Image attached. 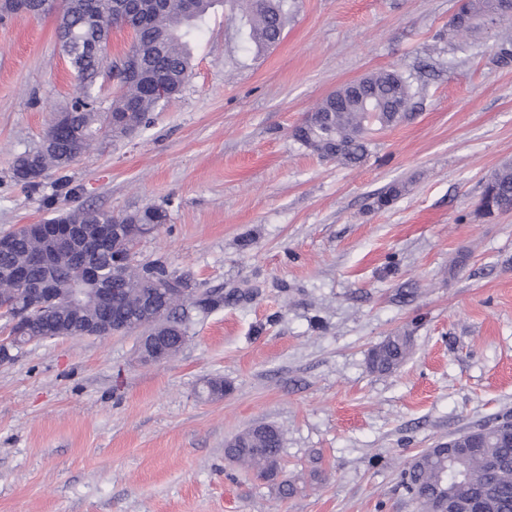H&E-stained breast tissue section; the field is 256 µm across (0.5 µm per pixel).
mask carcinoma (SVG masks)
I'll return each instance as SVG.
<instances>
[{"instance_id": "cac0c4a2", "label": "carcinoma", "mask_w": 512, "mask_h": 512, "mask_svg": "<svg viewBox=\"0 0 512 512\" xmlns=\"http://www.w3.org/2000/svg\"><path fill=\"white\" fill-rule=\"evenodd\" d=\"M216 0H64L57 24V37L81 87L80 108L71 105L64 121L50 123L41 144L24 152L15 161L13 178L25 188L38 186L37 179L50 168L62 170L104 129L115 135L127 134L130 127L141 128L149 114L163 102L178 96L191 73L189 41L200 22ZM485 18L495 23L509 20L504 0H459V13L450 24L452 34L467 33L471 25L462 18ZM287 18L285 0H247L248 41L255 47H270L282 37ZM132 31L133 38L125 59H133L137 71L128 73L117 68L123 92L107 110L97 106L95 92L102 74L104 50L112 27ZM165 84L167 95L159 99L153 81ZM372 97L381 104L378 112H367L359 98ZM414 93L407 78L396 71L374 73L365 78L353 97L324 99L293 137L301 146L324 158L337 159L348 165L363 162L371 145L374 130L388 128L406 118L413 105ZM512 210V162L506 161L487 177L477 211L491 217ZM167 213L159 206H147L132 212L114 214L92 209L74 208L48 219L50 224H80L93 232L105 224L123 225L126 243L134 246L143 228L155 229L166 223ZM11 245L0 251V293L12 294L15 277L30 280L42 272L33 261L41 240L22 230L8 233ZM112 237L101 238L100 250L89 265L95 281L86 277V269L77 259L62 254L58 257L54 277L66 288L86 284L80 315L89 322H104L113 327L134 329L151 325V314L144 307L149 296L165 292L170 281L178 280L187 287L189 279L155 260L136 266L119 267L114 262L118 253ZM240 300L236 290L224 287L206 289L191 302L204 312L232 305ZM188 305L180 297L165 301L166 322L177 330L186 321ZM52 336H74L76 326L72 310L58 306L26 326L18 325L10 333L19 336L18 345L30 343L44 333ZM411 348V337L395 334L377 344L370 352L368 364L372 371L389 373L398 369ZM506 421H497L479 428L477 442L466 441V447L452 449L455 467L465 473L459 480L448 477L442 482L441 472L448 467V457L420 452L403 472L401 483L416 502L419 512H512V442L502 431ZM235 444L224 448L225 456L241 463L271 482L279 496L288 498L298 492L295 482L280 478L282 431L264 424L250 427L234 436Z\"/></svg>"}]
</instances>
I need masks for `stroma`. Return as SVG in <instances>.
Returning a JSON list of instances; mask_svg holds the SVG:
<instances>
[{
    "label": "stroma",
    "mask_w": 512,
    "mask_h": 512,
    "mask_svg": "<svg viewBox=\"0 0 512 512\" xmlns=\"http://www.w3.org/2000/svg\"><path fill=\"white\" fill-rule=\"evenodd\" d=\"M456 0H290L281 40L245 45L223 0L191 45L181 95L133 135L102 131L36 190L18 155L79 92L57 13L0 20V235L77 207L159 206L135 264L193 288L248 291L193 314L188 339L147 363L131 332L63 337L0 361V512H417L413 457L512 418V210L475 213L485 177L512 161L511 24L449 41ZM408 77L414 107L346 166L293 130L366 74ZM406 189L388 205L377 198ZM413 339L389 374L386 336ZM221 378L230 390L208 396ZM260 423L284 432L282 465L323 476L281 500L224 443ZM411 348V337L401 334L388 336L370 352L368 364L372 371L389 373L398 369Z\"/></svg>",
    "instance_id": "stroma-1"
}]
</instances>
